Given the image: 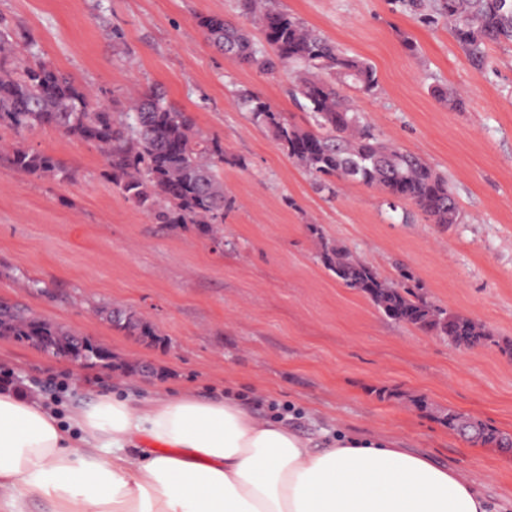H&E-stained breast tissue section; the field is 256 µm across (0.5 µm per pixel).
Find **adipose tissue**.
Instances as JSON below:
<instances>
[{
  "label": "adipose tissue",
  "instance_id": "adipose-tissue-1",
  "mask_svg": "<svg viewBox=\"0 0 512 512\" xmlns=\"http://www.w3.org/2000/svg\"><path fill=\"white\" fill-rule=\"evenodd\" d=\"M487 512L473 482L401 439L315 440L160 389L99 397L68 420L21 386L0 387V512Z\"/></svg>",
  "mask_w": 512,
  "mask_h": 512
}]
</instances>
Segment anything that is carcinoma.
I'll list each match as a JSON object with an SVG mask.
<instances>
[{
    "label": "carcinoma",
    "mask_w": 512,
    "mask_h": 512,
    "mask_svg": "<svg viewBox=\"0 0 512 512\" xmlns=\"http://www.w3.org/2000/svg\"><path fill=\"white\" fill-rule=\"evenodd\" d=\"M402 6L434 24L446 17L472 64L485 66L488 45L512 44V0H400ZM242 12L260 39L244 26L219 15H198L196 25L210 46L261 73L294 75L291 95L311 119L296 124L249 89L238 98L249 121L279 142L319 189L335 197L338 184L356 180L381 190L392 201L414 205L432 224H456L460 213L448 179L420 156L379 138L342 88L370 95L378 87L375 68L366 60L339 50L320 31L278 8L275 0H241ZM26 37L0 19V127L20 140L10 151L16 169L60 181L70 174L53 156L24 144L26 135L51 128L68 139L96 145L105 161L113 190L154 224L195 231L220 245L224 215L234 198L224 188V166L245 167V161L224 151V144L204 133L191 116L174 107L159 90L141 94L122 112L91 107L96 92L70 75L34 59L12 63L17 42ZM318 258L346 287L364 294L392 321L416 330L446 336L454 346L471 349L499 345L479 322L430 303L414 290L413 275L401 272V283L382 278L373 266L355 258L317 228ZM112 327L150 343H163L156 328L132 311L108 305L96 308ZM0 336L49 351L67 350L88 367H111L112 351L86 340L75 344L73 332L34 315L19 303L0 304ZM441 423L451 431L468 423L488 438L496 429L450 409Z\"/></svg>",
    "instance_id": "carcinoma-1"
}]
</instances>
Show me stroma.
<instances>
[{
  "label": "stroma",
  "mask_w": 512,
  "mask_h": 512,
  "mask_svg": "<svg viewBox=\"0 0 512 512\" xmlns=\"http://www.w3.org/2000/svg\"><path fill=\"white\" fill-rule=\"evenodd\" d=\"M338 48L375 68V94L353 104L381 139L448 178L455 224H430L412 205L391 218L386 197L358 182L330 198L282 145L253 126L239 90L262 94L299 125L308 116L285 74H262L208 46L195 18L244 22L239 0H0V18L31 39L38 57L92 87L97 104L124 109L130 94L161 89L245 168L225 167L235 207L224 245L152 223L103 176L90 143L45 129L25 139L74 172L59 183L25 174L5 154L0 128V300L77 330L116 361H151L153 375L76 368L0 336V366L54 404L60 417L101 395L135 401L158 387L203 400L242 390L257 416L287 405L303 434L387 433L474 481L490 512H512V454L474 445L440 419L454 409L512 432V45L491 46L476 68L447 21L421 22L397 0H277ZM415 51H408L405 40ZM456 102L437 96V89ZM371 264L400 269L421 294L494 336L464 350L395 323L317 260V235ZM42 289L29 288V280ZM135 311L166 338L154 346L112 328L94 308ZM394 391L378 399L376 389Z\"/></svg>",
  "instance_id": "stroma-1"
}]
</instances>
